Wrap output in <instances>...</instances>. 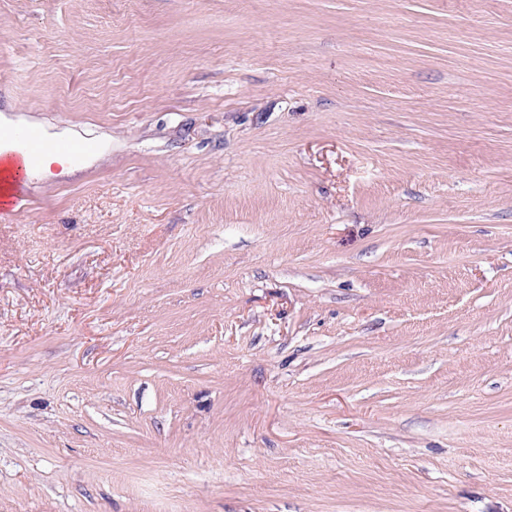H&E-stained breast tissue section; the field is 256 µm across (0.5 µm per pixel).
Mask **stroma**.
<instances>
[{
	"mask_svg": "<svg viewBox=\"0 0 512 512\" xmlns=\"http://www.w3.org/2000/svg\"><path fill=\"white\" fill-rule=\"evenodd\" d=\"M11 99L0 512H512V0H0ZM10 159L15 164L14 176L17 189L12 197V210L22 207L23 197L19 195L21 183L28 170L40 169L47 155H54L69 163L78 161L87 151L88 144L83 140H61L53 143L46 142L44 134L39 129L22 128L11 132Z\"/></svg>",
	"mask_w": 512,
	"mask_h": 512,
	"instance_id": "stroma-1",
	"label": "stroma"
}]
</instances>
